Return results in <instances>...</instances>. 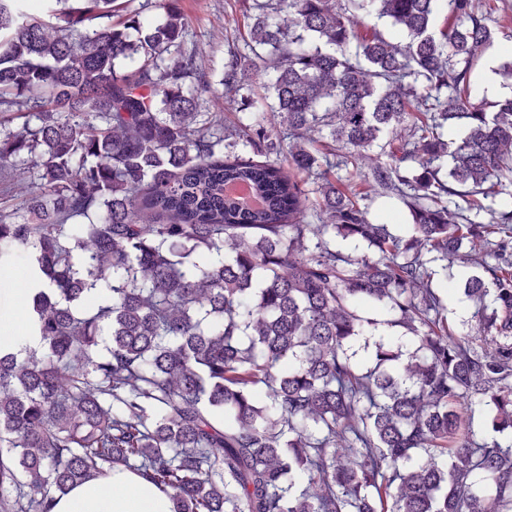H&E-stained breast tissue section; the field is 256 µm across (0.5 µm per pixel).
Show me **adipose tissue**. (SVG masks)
I'll return each mask as SVG.
<instances>
[{
    "label": "adipose tissue",
    "instance_id": "1",
    "mask_svg": "<svg viewBox=\"0 0 512 512\" xmlns=\"http://www.w3.org/2000/svg\"><path fill=\"white\" fill-rule=\"evenodd\" d=\"M50 512H174V503L138 473L118 467L54 496Z\"/></svg>",
    "mask_w": 512,
    "mask_h": 512
}]
</instances>
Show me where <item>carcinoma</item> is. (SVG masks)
<instances>
[{
	"label": "carcinoma",
	"mask_w": 512,
	"mask_h": 512,
	"mask_svg": "<svg viewBox=\"0 0 512 512\" xmlns=\"http://www.w3.org/2000/svg\"><path fill=\"white\" fill-rule=\"evenodd\" d=\"M27 2L0 0V172L37 183L0 213V267L26 252L38 347L0 348V512L116 467L174 512H512V445L461 408L512 434V93L473 102L492 7L252 0L221 85L270 72L272 103L233 136L175 0ZM455 265L462 336L435 283ZM381 324L411 348L362 365ZM370 212L378 222L390 224L396 230L408 222L407 208L386 197H376Z\"/></svg>",
	"instance_id": "1"
}]
</instances>
